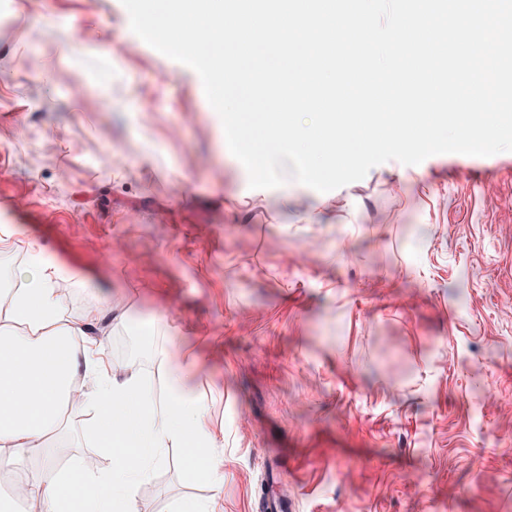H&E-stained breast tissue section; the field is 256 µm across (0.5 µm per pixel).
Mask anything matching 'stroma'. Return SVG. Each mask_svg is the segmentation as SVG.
Returning <instances> with one entry per match:
<instances>
[{"mask_svg": "<svg viewBox=\"0 0 512 512\" xmlns=\"http://www.w3.org/2000/svg\"><path fill=\"white\" fill-rule=\"evenodd\" d=\"M121 0H0V234L86 285L71 319L221 439L220 512H512V152L253 189L195 73ZM182 449L139 512L210 497Z\"/></svg>", "mask_w": 512, "mask_h": 512, "instance_id": "35a3bbf8", "label": "stroma"}]
</instances>
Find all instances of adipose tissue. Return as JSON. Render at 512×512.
Here are the masks:
<instances>
[{"label": "adipose tissue", "mask_w": 512, "mask_h": 512, "mask_svg": "<svg viewBox=\"0 0 512 512\" xmlns=\"http://www.w3.org/2000/svg\"><path fill=\"white\" fill-rule=\"evenodd\" d=\"M16 249L11 237H0V278L19 283L0 319V466L30 462L25 484L46 512H138L141 486L165 464L169 449L181 448L193 477L213 495L175 504L173 512H215L224 465L194 390L198 361L177 349L164 352L170 385L164 402L156 403L135 364L113 372L102 341L70 346V337L82 336L107 314L106 303L88 310L83 326L73 325L55 288L64 269L44 259L12 265ZM78 379L93 388L75 402L70 391ZM19 395L26 396V405L12 406ZM73 410L91 413L93 441L108 455L107 469L57 456L64 416Z\"/></svg>", "instance_id": "obj_1"}]
</instances>
